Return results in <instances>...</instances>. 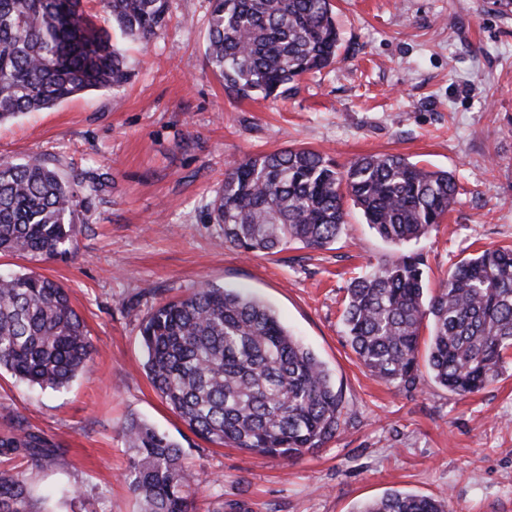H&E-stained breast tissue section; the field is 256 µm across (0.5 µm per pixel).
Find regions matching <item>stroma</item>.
Masks as SVG:
<instances>
[{
    "label": "stroma",
    "instance_id": "obj_1",
    "mask_svg": "<svg viewBox=\"0 0 512 512\" xmlns=\"http://www.w3.org/2000/svg\"><path fill=\"white\" fill-rule=\"evenodd\" d=\"M337 63L288 93L240 97L205 56L209 0H171L164 29L124 41L132 77L0 125V157L48 158L109 181L65 259L0 256L68 291L95 346L67 388L43 392L0 374V405L60 453L32 465L0 455L39 491L67 483L74 512H139L125 476L121 424L146 420L200 474L191 512H356L393 491L447 496L453 512H512V352L496 382L460 397L406 391L371 376L344 334L352 278L394 251L348 207L336 244L250 256L225 246L207 205L243 158L308 147L347 163L391 153L451 172L452 210L417 249L430 282L491 245L512 244V12L493 0H332ZM241 288L270 305L328 369L341 429L286 464L190 432L150 383L140 326L158 304L201 284Z\"/></svg>",
    "mask_w": 512,
    "mask_h": 512
}]
</instances>
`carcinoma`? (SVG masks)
<instances>
[{
	"mask_svg": "<svg viewBox=\"0 0 512 512\" xmlns=\"http://www.w3.org/2000/svg\"><path fill=\"white\" fill-rule=\"evenodd\" d=\"M122 35L147 40L165 27L171 0H99ZM331 0H211L208 62L238 95L288 91L338 60ZM112 31L83 0H0V124L130 79ZM105 177L64 173L45 158L0 159V254L65 259L89 222ZM457 194L455 177L397 154L358 157L343 168L305 147L248 156L208 205L224 244L277 254L291 244L323 249L346 224L351 200L385 242L400 248L436 230ZM345 336L360 363L396 388L432 382L467 396L495 382L512 349V248L488 247L427 285L424 257L387 255L354 278ZM428 329L426 372L419 367ZM153 387L195 435L216 445L292 462L341 428L342 400L323 363L274 310L237 289L204 284L158 305L140 328ZM85 323L58 282L0 275V371L41 390L69 385L92 358ZM13 430L0 454L35 458L50 444L6 410ZM126 479L141 512H190L196 475L178 443L131 418ZM20 472H0V512H45ZM358 512H451L448 498L394 491Z\"/></svg>",
	"mask_w": 512,
	"mask_h": 512,
	"instance_id": "1",
	"label": "carcinoma"
}]
</instances>
